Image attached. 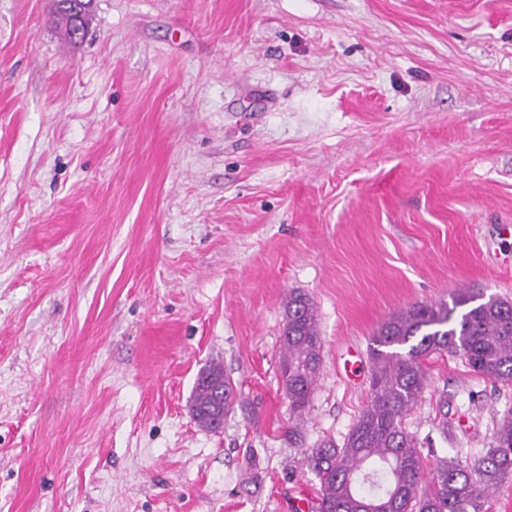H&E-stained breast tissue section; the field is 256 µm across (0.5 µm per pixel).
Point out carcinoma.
Listing matches in <instances>:
<instances>
[{
    "mask_svg": "<svg viewBox=\"0 0 512 512\" xmlns=\"http://www.w3.org/2000/svg\"><path fill=\"white\" fill-rule=\"evenodd\" d=\"M91 2L56 0V14L69 41L82 39ZM452 304H416L393 313L370 339V388L366 404L342 443L319 441L303 465L319 479L317 512H488L498 487L512 479V416H503L489 448L472 464L443 460L422 483L418 439L405 417L429 386L425 361L460 356L476 374L512 385V303L477 297L461 289ZM465 308L453 318L456 309ZM280 376L293 416L307 413L322 367V340L314 303L290 291L284 301ZM192 406L199 426L214 430L241 406L223 366L202 368Z\"/></svg>",
    "mask_w": 512,
    "mask_h": 512,
    "instance_id": "carcinoma-1",
    "label": "carcinoma"
}]
</instances>
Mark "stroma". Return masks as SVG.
<instances>
[{"label":"stroma","instance_id":"stroma-1","mask_svg":"<svg viewBox=\"0 0 512 512\" xmlns=\"http://www.w3.org/2000/svg\"><path fill=\"white\" fill-rule=\"evenodd\" d=\"M54 8L0 0V512H314L303 453L369 392L347 352L459 289L512 302V0H93L73 44ZM213 361L247 404L217 433ZM427 368L425 470L476 459L512 386ZM280 376L293 416L307 413L322 367V340L314 303L305 295L289 291L284 301ZM191 404L196 407V422L207 430H217L213 425L219 416L226 419L242 407L235 395L233 380L224 372L219 363H212L202 368L195 381Z\"/></svg>","mask_w":512,"mask_h":512}]
</instances>
